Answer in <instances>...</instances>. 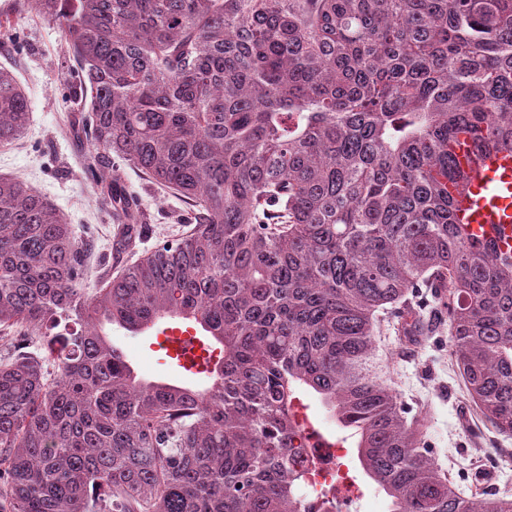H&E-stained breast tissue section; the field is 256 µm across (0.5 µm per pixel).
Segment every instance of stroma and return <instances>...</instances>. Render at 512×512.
<instances>
[{"label": "stroma", "mask_w": 512, "mask_h": 512, "mask_svg": "<svg viewBox=\"0 0 512 512\" xmlns=\"http://www.w3.org/2000/svg\"><path fill=\"white\" fill-rule=\"evenodd\" d=\"M6 19L20 22L22 35L17 44L0 37V65L20 79L31 101V114L24 137L13 147L0 148V175L17 177L40 189L81 237L93 238L95 249L84 280L85 287L93 288L105 266L120 270L186 232L189 207L157 190L120 159L100 167L91 145L68 131L66 116L79 107L57 27L38 15L34 0H0V21ZM99 175L117 177L135 191L144 214V230L135 248L119 255L113 251L117 226L103 209L97 191ZM188 326V321L166 318L155 329L132 333L111 325L107 332L138 376L201 390L208 387L209 377L184 372L156 345L158 329ZM377 344L391 367L399 399L408 404L422 402L429 420L430 452L455 486L463 491L512 492V438L477 422L449 355L447 328L401 341L384 327Z\"/></svg>", "instance_id": "obj_1"}]
</instances>
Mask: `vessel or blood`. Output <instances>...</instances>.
Masks as SVG:
<instances>
[{"label": "vessel or blood", "mask_w": 512, "mask_h": 512, "mask_svg": "<svg viewBox=\"0 0 512 512\" xmlns=\"http://www.w3.org/2000/svg\"><path fill=\"white\" fill-rule=\"evenodd\" d=\"M448 150L468 178L448 186L456 218L471 233L498 248L512 246V152L492 151L475 155L468 132H460L449 142ZM162 344L178 354L182 366H190L201 353L199 340L179 330H171Z\"/></svg>", "instance_id": "obj_1"}]
</instances>
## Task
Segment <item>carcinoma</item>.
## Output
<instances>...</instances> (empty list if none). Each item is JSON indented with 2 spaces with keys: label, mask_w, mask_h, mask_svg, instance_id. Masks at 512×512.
Masks as SVG:
<instances>
[{
  "label": "carcinoma",
  "mask_w": 512,
  "mask_h": 512,
  "mask_svg": "<svg viewBox=\"0 0 512 512\" xmlns=\"http://www.w3.org/2000/svg\"><path fill=\"white\" fill-rule=\"evenodd\" d=\"M77 68V127L180 196L194 227L81 288L86 247L0 176V512H308L291 414L316 394L389 512L466 496L376 353L381 324L450 353L512 437V252L454 220L448 141L512 151V0H36ZM31 102L0 70V146ZM115 224L134 198L96 178ZM199 325L204 390L137 378L103 322Z\"/></svg>",
  "instance_id": "1"
}]
</instances>
